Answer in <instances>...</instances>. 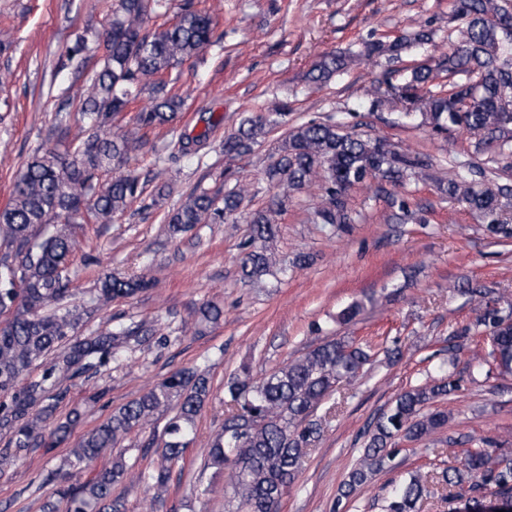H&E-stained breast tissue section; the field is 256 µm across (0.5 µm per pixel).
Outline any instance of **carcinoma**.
Here are the masks:
<instances>
[{"instance_id":"obj_1","label":"carcinoma","mask_w":512,"mask_h":512,"mask_svg":"<svg viewBox=\"0 0 512 512\" xmlns=\"http://www.w3.org/2000/svg\"><path fill=\"white\" fill-rule=\"evenodd\" d=\"M162 0H117L112 22L102 35L103 64L80 96L87 123L71 145L60 152L37 150L23 165L9 204L0 209V432L15 453L35 442L47 448L64 443L79 422L73 412L66 421L50 425L57 403L66 399L64 382L90 370L98 371L120 356V348L140 342L150 329L142 324L118 325L94 336L75 337L84 311L63 308L68 288L64 273L75 247L74 226L85 215L107 224L140 195L139 177L128 172L98 182V174L127 159L130 146L143 140L141 131L173 122L182 98L168 89L165 75L175 64L198 56L223 39L218 19L182 5L169 26L151 31L149 12ZM456 25L448 48L411 69L400 82L392 71L371 88L370 111L384 103L381 86L437 133L462 131L476 148H491L498 159L512 157V0H453ZM433 33L421 29L411 41L364 45L367 57L398 59L412 46L431 43ZM350 56L326 54L310 72L314 83H325L344 70ZM448 78V85L437 82ZM148 89L151 105L139 112L135 126L122 134L112 122L132 101L133 92ZM288 125V106L271 116H244L224 135V155L249 154L266 129ZM428 158L393 144L347 132L332 118L310 119L289 128L265 175L277 189L267 207L246 216L251 235L242 244L241 275L258 280L279 263L271 244L277 236L274 215L294 193L319 186L321 202L314 223L340 229L353 222L346 204L348 192L375 182L400 186L412 173L429 167ZM440 190L457 198L476 214L484 232L496 240L512 241V184L487 178V169L473 165ZM245 189L234 186L221 193L194 188L184 203L167 215L177 233L197 224L236 223ZM67 215L69 222L55 220ZM150 287L145 276L111 273L100 281L94 301L108 304L133 297ZM478 314L457 327L448 354L480 336L488 351L473 357L470 380L512 376V301L488 287H471ZM223 316L216 303L206 302L195 319L215 325ZM374 353L354 341L330 339L256 382L234 376L224 387V425L210 442L207 467L229 480L237 500L235 512H280L282 497L295 479L308 451L317 446L329 422L318 416L320 404L337 384L364 374ZM44 366L40 378L33 367ZM447 361L427 373V380L398 394L366 432L363 454L343 480L336 506L349 499L377 473L390 465L398 441H418L448 425V413L432 409L460 389V380L445 374ZM208 376L181 369L153 385L140 397L112 410L81 436L70 450L69 466L82 469L107 457L109 461L79 485L57 480L42 504V512H125L112 498V485L127 471L125 459L112 450L133 431L155 424L171 409L176 414L153 433L158 459L138 474L140 482L160 494L166 491L172 465L183 458L196 434V418L209 399ZM493 441H471L459 465L443 472L448 512H480L485 497L512 498V451L491 450ZM429 494L426 476L417 471L393 484L384 512H417Z\"/></svg>"}]
</instances>
